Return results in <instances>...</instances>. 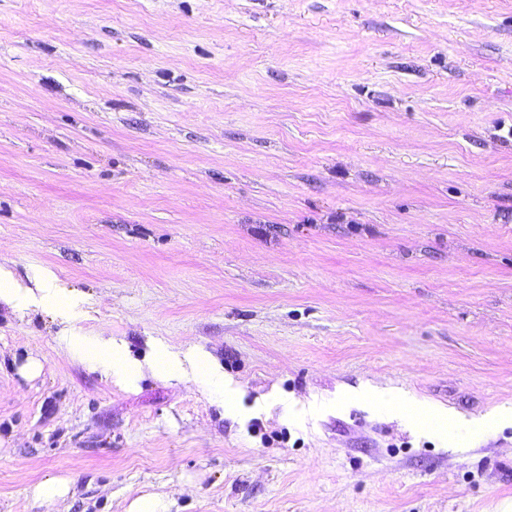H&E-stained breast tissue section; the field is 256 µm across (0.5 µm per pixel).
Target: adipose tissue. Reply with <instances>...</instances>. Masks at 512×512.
<instances>
[{
	"instance_id": "ef3b65f1",
	"label": "adipose tissue",
	"mask_w": 512,
	"mask_h": 512,
	"mask_svg": "<svg viewBox=\"0 0 512 512\" xmlns=\"http://www.w3.org/2000/svg\"><path fill=\"white\" fill-rule=\"evenodd\" d=\"M35 281V287H21L9 270L0 267V300L14 307H47L62 321L74 322L81 313V305L67 292L55 274L49 270L40 271ZM65 343L72 356L99 368L106 378L131 386L141 375L144 365L127 359L122 345L112 337L84 336L74 331L66 337ZM147 366L163 375L191 368L201 384L223 387L227 407H234L236 403L237 390L232 380L226 378L222 369L214 365L206 353L197 347L191 346L179 352L158 349Z\"/></svg>"
}]
</instances>
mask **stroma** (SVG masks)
I'll return each mask as SVG.
<instances>
[{
  "mask_svg": "<svg viewBox=\"0 0 512 512\" xmlns=\"http://www.w3.org/2000/svg\"><path fill=\"white\" fill-rule=\"evenodd\" d=\"M0 266L240 388L0 300V512H512V0H0ZM69 353L99 368L109 380L112 378L126 385H134L142 371V364L127 359L123 347L112 336H83L73 330L64 336ZM185 365L195 371L196 377L201 384L216 385L224 387L226 405L232 409L236 403L237 389L231 379L224 376V371L214 365L202 350L195 346L179 352H171L165 348L158 349L148 366L157 373L170 375L182 370ZM389 399L394 403L397 411L408 420L411 425L423 426L432 420H442L447 423L450 419L447 413L439 412L432 406L417 402L411 398L392 395ZM33 498L43 504H55L65 500L70 492V482L64 477L47 478L31 487Z\"/></svg>",
  "mask_w": 512,
  "mask_h": 512,
  "instance_id": "obj_1",
  "label": "stroma"
}]
</instances>
